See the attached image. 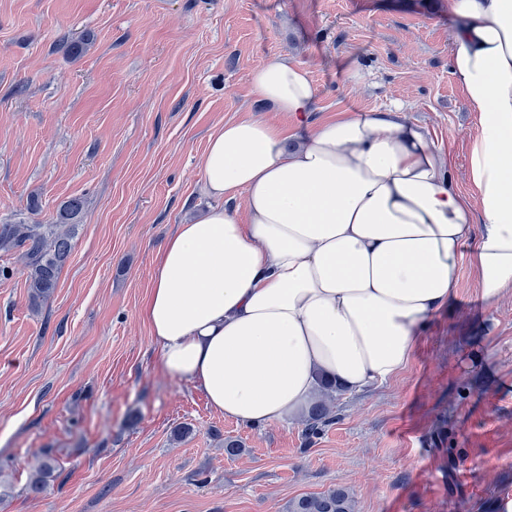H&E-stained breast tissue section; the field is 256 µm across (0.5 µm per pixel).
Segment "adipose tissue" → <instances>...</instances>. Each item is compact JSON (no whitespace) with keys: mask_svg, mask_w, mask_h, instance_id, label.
<instances>
[{"mask_svg":"<svg viewBox=\"0 0 512 512\" xmlns=\"http://www.w3.org/2000/svg\"><path fill=\"white\" fill-rule=\"evenodd\" d=\"M448 16L450 74L477 124L471 195L401 108L308 123L316 89L285 56L250 81L291 131L242 117L211 134L203 191L217 204L159 248L142 318L163 368L214 411L292 422L322 381L397 379L463 266L485 302L512 290V0H448Z\"/></svg>","mask_w":512,"mask_h":512,"instance_id":"ef3b65f1","label":"adipose tissue"}]
</instances>
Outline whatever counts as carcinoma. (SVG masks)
<instances>
[{
	"label": "carcinoma",
	"mask_w": 512,
	"mask_h": 512,
	"mask_svg": "<svg viewBox=\"0 0 512 512\" xmlns=\"http://www.w3.org/2000/svg\"><path fill=\"white\" fill-rule=\"evenodd\" d=\"M82 202L74 199L58 213L53 224H0V251L17 252L28 269L27 288L31 303L47 302L58 286L79 234L76 217ZM331 396L320 398L310 409L306 420L307 434H315L329 422ZM55 471L54 461L43 459L31 475L33 491L44 486ZM287 512H354L349 491L338 486L323 493L303 495L288 503Z\"/></svg>",
	"instance_id": "cac0c4a2"
}]
</instances>
